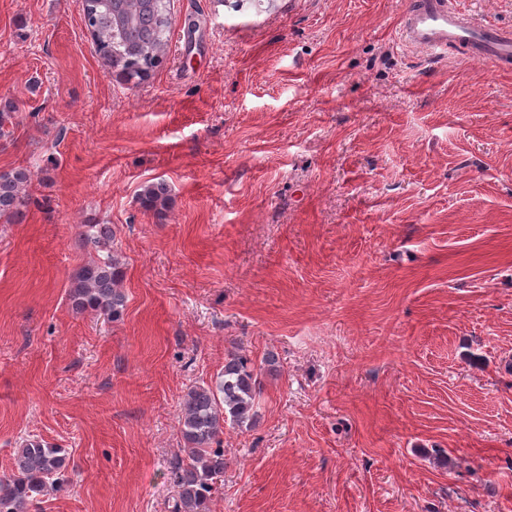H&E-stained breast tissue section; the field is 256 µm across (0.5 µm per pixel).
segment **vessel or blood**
Listing matches in <instances>:
<instances>
[{
    "label": "vessel or blood",
    "mask_w": 512,
    "mask_h": 512,
    "mask_svg": "<svg viewBox=\"0 0 512 512\" xmlns=\"http://www.w3.org/2000/svg\"><path fill=\"white\" fill-rule=\"evenodd\" d=\"M405 47L442 57L448 47L495 68L512 69V34L476 15L461 12L452 0H408L397 32Z\"/></svg>",
    "instance_id": "b4317fda"
}]
</instances>
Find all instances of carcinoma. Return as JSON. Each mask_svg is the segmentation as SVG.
<instances>
[{"label": "carcinoma", "mask_w": 512, "mask_h": 512, "mask_svg": "<svg viewBox=\"0 0 512 512\" xmlns=\"http://www.w3.org/2000/svg\"><path fill=\"white\" fill-rule=\"evenodd\" d=\"M82 22L104 64L119 69L128 82L149 77L166 57L169 0H82ZM32 180L23 167L0 172V218L22 213ZM170 201L163 182L145 185L138 196L142 208L160 217ZM123 279L122 263L112 255L80 266L68 292L72 310L119 317L126 303ZM260 393V372L246 357L230 353L215 385L192 387L183 396L179 425L187 454L174 463L177 512H209L213 480L224 473V425L252 426ZM66 470L65 449L43 440L22 441L10 470L0 473V512H28L48 489L65 481Z\"/></svg>", "instance_id": "obj_1"}]
</instances>
